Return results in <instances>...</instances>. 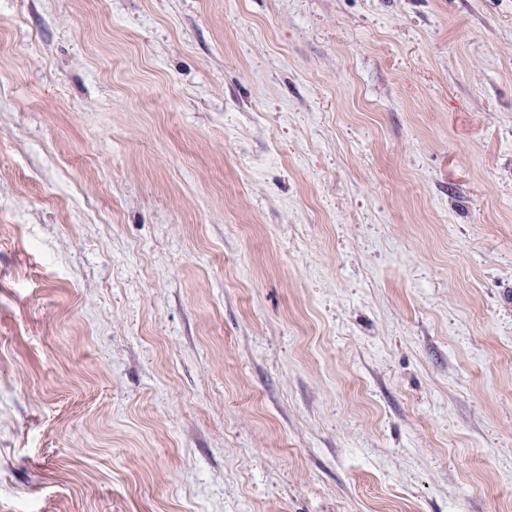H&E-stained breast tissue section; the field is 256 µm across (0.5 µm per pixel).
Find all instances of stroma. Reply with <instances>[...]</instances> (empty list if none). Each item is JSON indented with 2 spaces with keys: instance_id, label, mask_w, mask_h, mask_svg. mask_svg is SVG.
Instances as JSON below:
<instances>
[{
  "instance_id": "obj_1",
  "label": "stroma",
  "mask_w": 512,
  "mask_h": 512,
  "mask_svg": "<svg viewBox=\"0 0 512 512\" xmlns=\"http://www.w3.org/2000/svg\"><path fill=\"white\" fill-rule=\"evenodd\" d=\"M0 512H512V0H0Z\"/></svg>"
}]
</instances>
